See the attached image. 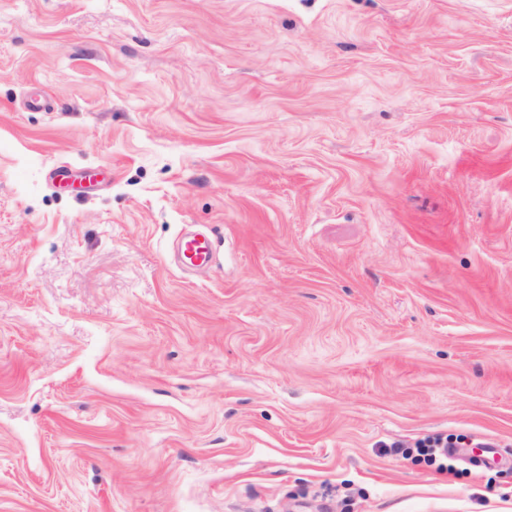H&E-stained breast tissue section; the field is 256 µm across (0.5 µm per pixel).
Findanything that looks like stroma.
<instances>
[{"mask_svg":"<svg viewBox=\"0 0 512 512\" xmlns=\"http://www.w3.org/2000/svg\"><path fill=\"white\" fill-rule=\"evenodd\" d=\"M0 512H512V0H0ZM179 250L183 263L191 267H207L214 260V251L209 239L187 237L182 239Z\"/></svg>","mask_w":512,"mask_h":512,"instance_id":"obj_1","label":"stroma"}]
</instances>
